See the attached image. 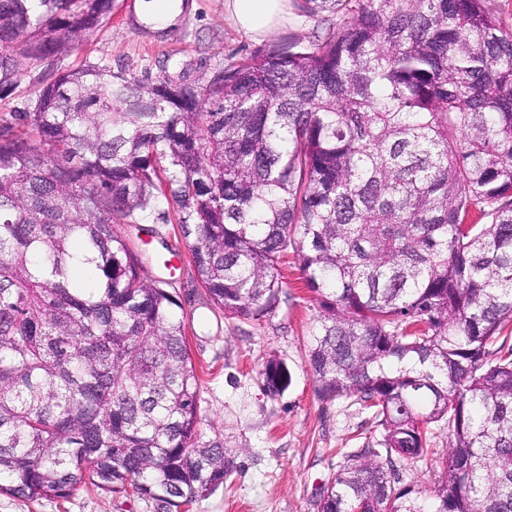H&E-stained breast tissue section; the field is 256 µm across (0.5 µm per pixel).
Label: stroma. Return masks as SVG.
Instances as JSON below:
<instances>
[{
    "instance_id": "35a3bbf8",
    "label": "stroma",
    "mask_w": 512,
    "mask_h": 512,
    "mask_svg": "<svg viewBox=\"0 0 512 512\" xmlns=\"http://www.w3.org/2000/svg\"><path fill=\"white\" fill-rule=\"evenodd\" d=\"M142 0H115L112 15L74 48L55 59L57 70L90 60L151 77L167 59L177 60L187 80L259 55L312 34H326L327 23L292 10L290 19L257 39L239 30L224 0H188L171 28L147 26ZM138 252L153 281L176 277L190 354L199 383L200 433L220 438L231 449L233 466L218 488L195 502L166 509L136 495L79 492L67 499L29 501L0 492V512H317L325 483L344 455L363 447L372 435V413L348 399L324 400L307 360V344L318 315L315 293L306 286L295 257L279 268L285 300L260 322H243L210 305L194 278L190 252L177 224L158 225L157 236L129 224L117 225ZM283 361L292 376L277 396L265 389L261 371L268 360ZM435 459L406 468L405 480L428 492L451 435L432 426Z\"/></svg>"
}]
</instances>
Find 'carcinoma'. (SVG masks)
Returning <instances> with one entry per match:
<instances>
[{"label":"carcinoma","mask_w":512,"mask_h":512,"mask_svg":"<svg viewBox=\"0 0 512 512\" xmlns=\"http://www.w3.org/2000/svg\"><path fill=\"white\" fill-rule=\"evenodd\" d=\"M113 0H0V492L188 505L230 469L199 433L176 296L117 224H178L224 314L280 307L295 254L324 399L383 429L318 512H512V27L492 0H302L336 16L193 82L54 70ZM275 396L291 381L268 361ZM453 436L425 509L409 464ZM40 70H26L20 77L11 94L0 99V119H11L13 112H26L31 109L36 93L41 86Z\"/></svg>","instance_id":"carcinoma-1"}]
</instances>
